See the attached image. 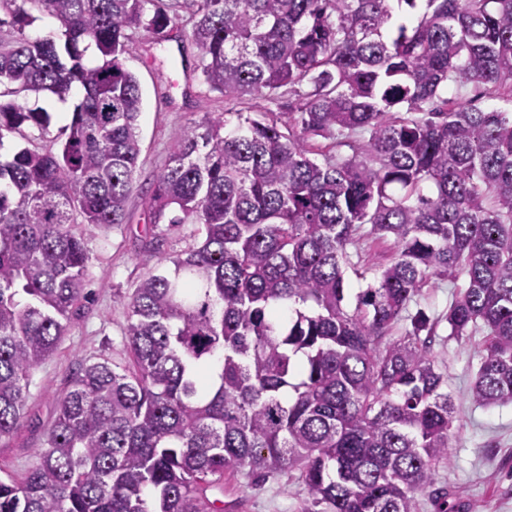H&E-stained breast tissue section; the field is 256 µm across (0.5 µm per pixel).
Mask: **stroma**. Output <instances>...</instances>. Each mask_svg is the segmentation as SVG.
<instances>
[{
	"instance_id": "1",
	"label": "stroma",
	"mask_w": 512,
	"mask_h": 512,
	"mask_svg": "<svg viewBox=\"0 0 512 512\" xmlns=\"http://www.w3.org/2000/svg\"><path fill=\"white\" fill-rule=\"evenodd\" d=\"M135 41L125 66L137 76L142 90L141 165L129 195L126 221L83 232L90 256L89 299L72 317L55 353L32 374L25 417L12 436L0 439L1 476L19 479L37 465L34 450L43 444L57 400L80 365L103 359L119 368L128 365L130 351L124 333L130 298L144 277L169 269V255L193 244L196 227L192 224L160 225L164 239L160 249H145L141 242L148 222L145 201L178 137L208 116L292 108L284 94L271 102L249 97L226 102L223 94L199 79L197 50L191 41H183L175 50L143 29L136 31ZM453 293L450 280L436 277L410 306L411 311H422L439 322L433 349L445 365L454 402L453 463L439 470L436 485L460 499L462 512H512V404L486 408L474 402L471 386L484 338L479 334L461 341L449 338L448 325L441 317ZM307 497L295 471L259 478L243 469L224 492L225 500L237 501L236 512H303Z\"/></svg>"
}]
</instances>
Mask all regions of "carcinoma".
<instances>
[{
	"label": "carcinoma",
	"mask_w": 512,
	"mask_h": 512,
	"mask_svg": "<svg viewBox=\"0 0 512 512\" xmlns=\"http://www.w3.org/2000/svg\"><path fill=\"white\" fill-rule=\"evenodd\" d=\"M197 70L235 112L178 139L150 224H195L129 302L132 368L84 365L39 462L0 478V512H231L224 477L297 468L305 512H459L453 405L423 315L434 277L463 279L443 319L485 332L472 397L512 402V0H174ZM43 15L61 32L31 37ZM165 0H0V439L32 371L87 299L74 225L125 223L142 92L129 31L171 28ZM482 86L488 106L448 97ZM79 89L55 151L51 115L16 96ZM329 141L326 149L315 146ZM395 252L347 303L363 237ZM218 368L205 383L199 371Z\"/></svg>",
	"instance_id": "carcinoma-1"
}]
</instances>
